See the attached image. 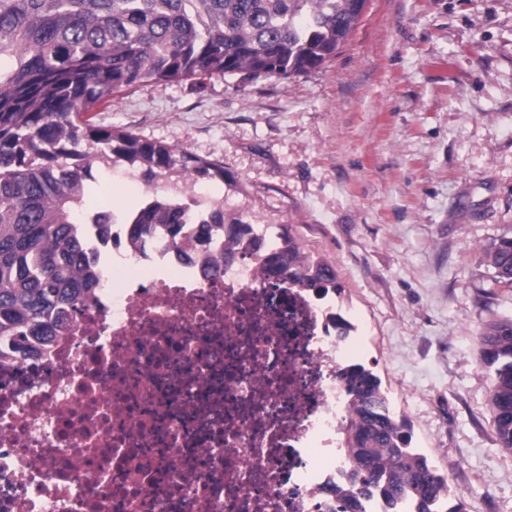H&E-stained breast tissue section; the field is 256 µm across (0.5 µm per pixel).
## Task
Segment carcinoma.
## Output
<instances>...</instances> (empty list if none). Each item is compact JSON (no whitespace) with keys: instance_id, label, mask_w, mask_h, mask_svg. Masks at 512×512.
<instances>
[{"instance_id":"carcinoma-1","label":"carcinoma","mask_w":512,"mask_h":512,"mask_svg":"<svg viewBox=\"0 0 512 512\" xmlns=\"http://www.w3.org/2000/svg\"><path fill=\"white\" fill-rule=\"evenodd\" d=\"M365 0H0V353H29L80 311L97 287L83 276L78 232L97 190L95 166L112 157L139 163L163 204L137 209L133 232L166 224L178 237L182 207L166 189L224 179V166L172 145L99 126L90 112L112 95L153 79H287L325 66L362 17ZM268 258L273 273L341 292L334 270L281 228ZM497 284L512 288V237L484 249ZM478 360L501 447L512 452V318L490 321ZM351 399L345 430L349 484L339 512H362L376 497L386 512H464L461 494L411 447L381 379L362 364L339 373Z\"/></svg>"}]
</instances>
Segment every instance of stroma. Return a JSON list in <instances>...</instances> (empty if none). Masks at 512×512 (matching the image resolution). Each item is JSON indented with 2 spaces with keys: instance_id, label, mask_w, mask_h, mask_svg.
Segmentation results:
<instances>
[{
  "instance_id": "stroma-1",
  "label": "stroma",
  "mask_w": 512,
  "mask_h": 512,
  "mask_svg": "<svg viewBox=\"0 0 512 512\" xmlns=\"http://www.w3.org/2000/svg\"><path fill=\"white\" fill-rule=\"evenodd\" d=\"M94 121L222 162L200 193L335 270L414 446L465 512H512L477 357L484 326L512 318L484 256L512 237V0H369L322 69L146 81Z\"/></svg>"
}]
</instances>
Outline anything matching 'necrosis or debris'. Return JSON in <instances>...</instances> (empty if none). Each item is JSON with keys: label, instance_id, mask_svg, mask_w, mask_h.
Returning a JSON list of instances; mask_svg holds the SVG:
<instances>
[{"label": "necrosis or debris", "instance_id": "1", "mask_svg": "<svg viewBox=\"0 0 512 512\" xmlns=\"http://www.w3.org/2000/svg\"><path fill=\"white\" fill-rule=\"evenodd\" d=\"M224 221L240 233L175 245L84 211L96 294L41 354L0 357V512H334L346 313Z\"/></svg>", "mask_w": 512, "mask_h": 512}]
</instances>
